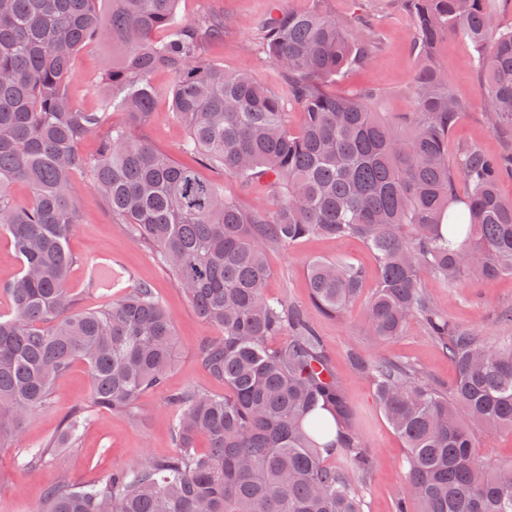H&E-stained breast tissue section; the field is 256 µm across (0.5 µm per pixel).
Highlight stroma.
<instances>
[{"instance_id":"1","label":"stroma","mask_w":512,"mask_h":512,"mask_svg":"<svg viewBox=\"0 0 512 512\" xmlns=\"http://www.w3.org/2000/svg\"><path fill=\"white\" fill-rule=\"evenodd\" d=\"M276 6L284 10L317 7L345 24L358 16L372 15L379 38L370 54L361 65L328 82L325 89L337 94L365 87L378 89L377 111L393 120L412 119L418 60L410 43L412 19L397 0H179L177 15L189 23L206 13L223 14L228 27L223 39L208 49V58L227 70H250L262 83L283 91L287 88L283 74L259 53L253 29L254 21ZM431 60L446 75L450 91L466 105L448 131L449 163H456L460 149L466 146L478 147L492 156L512 154V130L494 131L486 119L482 76L470 43L457 35L442 38L436 42ZM111 65V41L90 42L77 52L76 78L71 85L75 109L97 108L106 92L102 76ZM151 82L156 90L155 105L139 127L138 136L179 164L198 168L243 210L273 209V198L264 183L243 186L220 169L201 164L197 156L182 152L185 129L171 108L172 78L159 71L152 75ZM69 193L80 215L68 236V247L76 258L68 288L78 308H99L121 298L137 284H149L173 319L175 359L163 387L139 396L133 416L96 407L89 371L82 363H74L56 380L47 404L33 411L24 425L22 440L0 447V512H35L44 492L60 474L84 485L104 472L146 457L170 454L176 411L168 404V397L189 387L219 395L224 392L223 383L211 378L197 361L199 345L218 337L219 329L201 321L156 251L137 241L126 225L113 223L87 172L72 177ZM340 258L362 270L363 290L346 311L329 316L311 305L308 266L317 259ZM267 259L271 267L267 293L306 307L336 379L356 411L354 429L374 459L366 478L364 512H395V502L406 488V449L379 410L370 379L353 369L350 352L355 349L374 359L414 363L445 385L452 384L457 376L455 363L416 320L405 327L402 335L380 344L366 336V304L377 271L372 253L361 240L312 237L290 247L271 246ZM427 291L453 324L475 330L490 341L512 336V321L502 319L504 312L512 310V276L461 288L431 280ZM77 408L84 409L87 417L77 446L57 449L42 465H27V449L57 436L65 418Z\"/></svg>"}]
</instances>
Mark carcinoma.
Wrapping results in <instances>:
<instances>
[{"instance_id":"1","label":"carcinoma","mask_w":512,"mask_h":512,"mask_svg":"<svg viewBox=\"0 0 512 512\" xmlns=\"http://www.w3.org/2000/svg\"><path fill=\"white\" fill-rule=\"evenodd\" d=\"M97 2L0 0V231L21 261L12 311L0 316V445L21 439L28 416L76 361L90 373L93 403L126 413L173 362L174 323L152 289L74 309L67 240L79 215L69 185L83 167L112 219L158 249L199 318L223 331L200 345L198 360L224 395L194 387L171 395L179 410L172 453L87 485L63 474L37 512H364L358 477L373 458L352 426L354 409L305 309L265 292L267 246L313 236L360 238L374 254L371 338L390 340L420 317L457 367L446 387L406 363L351 353L407 450L396 512H512V461L492 465L473 452L476 428L512 434V336L489 342L449 323L425 291L428 279L455 288L512 276V199L498 191L512 156L465 147L450 169L448 127L464 104L431 66L419 69L409 130L373 111V90L324 94L323 83L363 63L373 46L361 21L279 9L254 24L258 46L288 81L287 100L251 72L209 61L205 48L224 34L223 17L184 24L177 0H112L105 23ZM402 6L422 54L449 33L471 43L490 125L512 128V26L487 0ZM161 29L167 36L157 41ZM108 38V92L97 110L78 111L69 100L73 58ZM159 70L172 76L173 111L187 131L182 151L244 184L265 181L275 209H239L196 169L139 138ZM290 101L304 110L298 131L288 124ZM115 108L126 111V125L108 126ZM91 137L99 152L86 160L78 145ZM17 182L32 193L26 206L10 197ZM362 279L346 260H315L311 302L339 314ZM323 410L338 425L332 440ZM85 421L73 410L57 438L27 449L28 463L76 444ZM335 452L345 466L325 463Z\"/></svg>"}]
</instances>
